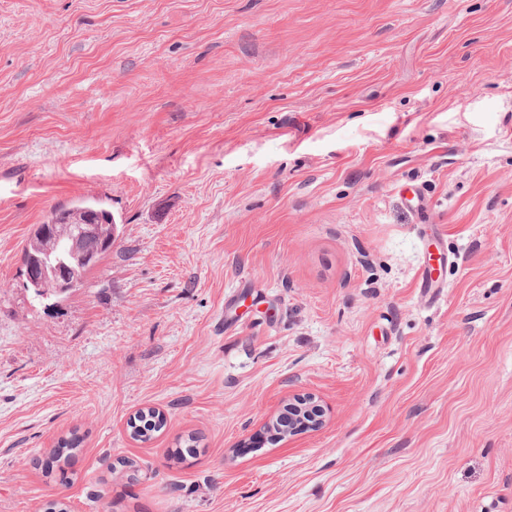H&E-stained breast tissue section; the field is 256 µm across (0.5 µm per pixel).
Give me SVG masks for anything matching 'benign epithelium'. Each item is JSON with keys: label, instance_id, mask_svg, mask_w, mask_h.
<instances>
[{"label": "benign epithelium", "instance_id": "benign-epithelium-1", "mask_svg": "<svg viewBox=\"0 0 512 512\" xmlns=\"http://www.w3.org/2000/svg\"><path fill=\"white\" fill-rule=\"evenodd\" d=\"M33 248L23 254L28 285L41 297L61 296L81 287L83 269L99 261L111 239L92 215L78 224H38L33 230ZM288 426L277 437L286 438L322 426L324 413L315 396L299 394L284 406Z\"/></svg>", "mask_w": 512, "mask_h": 512}]
</instances>
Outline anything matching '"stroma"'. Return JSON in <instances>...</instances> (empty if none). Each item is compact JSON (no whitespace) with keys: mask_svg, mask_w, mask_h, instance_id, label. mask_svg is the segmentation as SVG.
<instances>
[{"mask_svg":"<svg viewBox=\"0 0 512 512\" xmlns=\"http://www.w3.org/2000/svg\"><path fill=\"white\" fill-rule=\"evenodd\" d=\"M80 198L112 251L36 298ZM302 393L323 428L248 447ZM52 499L512 512V0H0V512ZM85 216L78 224H66L74 216ZM49 221V220H48ZM56 224H38L33 230L32 250L23 253L24 275L28 285L41 297L61 296L80 288L83 277L93 269L91 266L99 261L101 249L106 248L116 235L112 226L110 239L104 233L111 234L110 225L116 224L112 212L96 200L83 199L71 203L68 207L52 210V222ZM61 241L65 248L59 249ZM135 419L136 424L133 423ZM166 426V417L155 408L138 411L130 418L127 427L130 437L141 443L151 442ZM82 437L76 432L58 439L54 448H51L43 459H38V465L42 466L46 473L53 472L55 468L63 470L61 462H65L73 456L81 447Z\"/></svg>","mask_w":512,"mask_h":512,"instance_id":"stroma-1","label":"stroma"}]
</instances>
